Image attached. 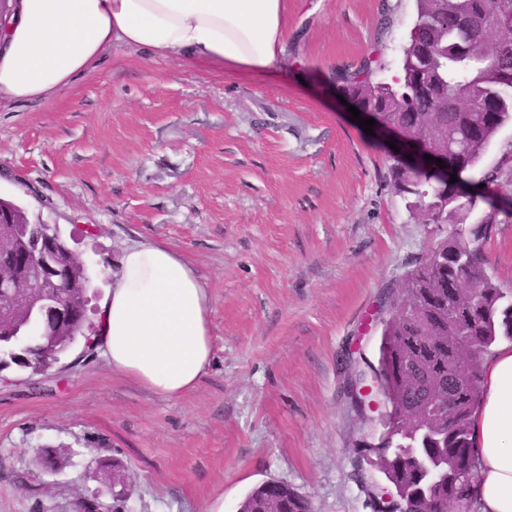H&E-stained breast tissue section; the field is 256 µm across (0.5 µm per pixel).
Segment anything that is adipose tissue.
<instances>
[{
	"label": "adipose tissue",
	"instance_id": "ef3b65f1",
	"mask_svg": "<svg viewBox=\"0 0 512 512\" xmlns=\"http://www.w3.org/2000/svg\"><path fill=\"white\" fill-rule=\"evenodd\" d=\"M284 0H18L0 27V103L42 99L113 47L263 76L283 51ZM208 292L167 248L125 251L100 310L112 371L153 394L195 389L212 357ZM474 512H512V344L484 361L471 416Z\"/></svg>",
	"mask_w": 512,
	"mask_h": 512
}]
</instances>
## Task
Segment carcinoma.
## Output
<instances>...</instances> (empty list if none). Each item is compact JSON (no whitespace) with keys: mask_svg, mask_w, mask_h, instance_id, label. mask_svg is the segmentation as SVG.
I'll list each match as a JSON object with an SVG mask.
<instances>
[{"mask_svg":"<svg viewBox=\"0 0 512 512\" xmlns=\"http://www.w3.org/2000/svg\"><path fill=\"white\" fill-rule=\"evenodd\" d=\"M417 16L392 85L374 80L367 57L333 72L346 97L384 111L401 129L436 143L447 182L425 160L393 166L395 186L420 224H456L477 195L464 175L476 170L498 131L512 123V0H416ZM512 212L490 206L470 235L456 233L434 250L428 272L416 267L399 289L397 316L382 333L377 378L391 406L381 442L368 449L399 512L467 510L473 470L470 416L480 400L482 363L501 338L512 341V290L488 272L478 242ZM41 320L0 321V347L20 342L15 364L34 369L47 351L60 356L81 329L39 336ZM311 512L288 485H257L240 512Z\"/></svg>","mask_w":512,"mask_h":512,"instance_id":"carcinoma-1","label":"carcinoma"}]
</instances>
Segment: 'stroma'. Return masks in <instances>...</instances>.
I'll return each instance as SVG.
<instances>
[{"label": "stroma", "mask_w": 512, "mask_h": 512, "mask_svg": "<svg viewBox=\"0 0 512 512\" xmlns=\"http://www.w3.org/2000/svg\"><path fill=\"white\" fill-rule=\"evenodd\" d=\"M415 0H286L269 76L109 50L43 100L0 105V197L57 225L92 276L83 336L44 375L0 370V512H238L263 481L313 512H374L386 404L374 379L388 306L462 224H419L382 131L330 76L375 55L393 82ZM155 242L202 277L213 358L170 400L113 374L97 335L124 251ZM512 289V223L480 243ZM363 373L354 395L341 365Z\"/></svg>", "instance_id": "stroma-1"}]
</instances>
